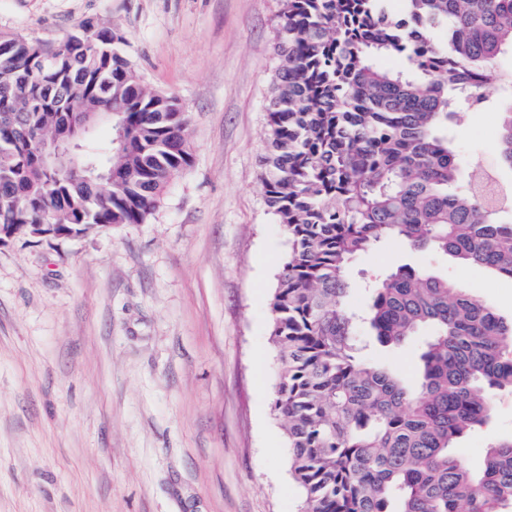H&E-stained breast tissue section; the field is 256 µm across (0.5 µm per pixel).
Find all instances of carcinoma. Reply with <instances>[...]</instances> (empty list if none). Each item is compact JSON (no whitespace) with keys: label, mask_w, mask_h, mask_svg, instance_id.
<instances>
[{"label":"carcinoma","mask_w":512,"mask_h":512,"mask_svg":"<svg viewBox=\"0 0 512 512\" xmlns=\"http://www.w3.org/2000/svg\"><path fill=\"white\" fill-rule=\"evenodd\" d=\"M283 0L278 64L266 106L261 175L267 208L289 248L271 298L280 373L273 412L290 448L302 512H512V439L470 470L450 448L488 425L493 398L512 392V319L448 279L402 264L371 283L362 315L347 308L348 265L393 240L429 247L512 279V204L461 185L448 129L464 112L500 114L495 151L512 168V0ZM93 59L72 33L44 44L50 60L27 67L34 39L0 32V224L25 232L52 221L79 236L145 224L193 160L180 100L148 88L122 35ZM399 57L410 71L378 64ZM125 112L128 144L90 135L72 147L104 175L91 198L41 157L54 115L109 100ZM398 348L427 333L409 386L367 359L357 334Z\"/></svg>","instance_id":"obj_1"}]
</instances>
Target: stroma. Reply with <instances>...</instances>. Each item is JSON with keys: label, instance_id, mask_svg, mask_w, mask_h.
I'll return each instance as SVG.
<instances>
[{"label": "stroma", "instance_id": "stroma-1", "mask_svg": "<svg viewBox=\"0 0 512 512\" xmlns=\"http://www.w3.org/2000/svg\"><path fill=\"white\" fill-rule=\"evenodd\" d=\"M281 0H0V32L53 42L95 19L190 115L191 166L149 223L0 246V512H301L272 410L271 295L288 235L261 184ZM499 117L455 132L465 175L512 185ZM409 262L505 318L512 280L398 241L351 264V308ZM423 339L372 345L407 377ZM512 438V394L452 453L471 469Z\"/></svg>", "mask_w": 512, "mask_h": 512}]
</instances>
